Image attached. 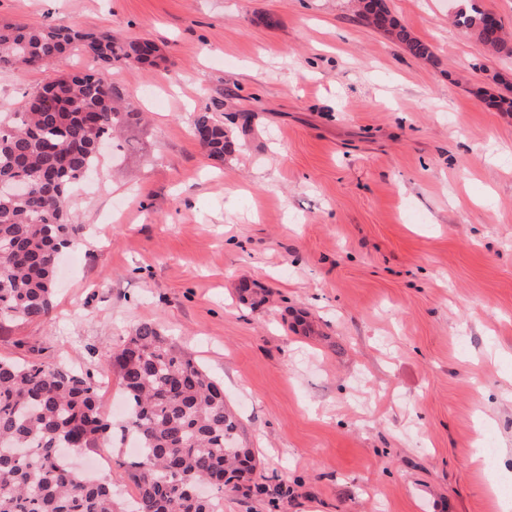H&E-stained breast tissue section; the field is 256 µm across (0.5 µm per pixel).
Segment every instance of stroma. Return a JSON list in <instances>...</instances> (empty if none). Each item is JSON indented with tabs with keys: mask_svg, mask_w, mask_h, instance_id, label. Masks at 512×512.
I'll return each instance as SVG.
<instances>
[{
	"mask_svg": "<svg viewBox=\"0 0 512 512\" xmlns=\"http://www.w3.org/2000/svg\"><path fill=\"white\" fill-rule=\"evenodd\" d=\"M387 3L436 63L350 0H0V23L162 55L108 71L146 120L72 193L51 313L1 323L0 358L108 375L117 427L105 353L157 326L223 381L254 482L288 490L222 512H503L512 489V57L449 22L461 0ZM89 65L0 70V106ZM203 111L251 116L224 160ZM193 131L208 155L224 160V154L231 153L232 141L224 122L216 120L209 112H199L193 121Z\"/></svg>",
	"mask_w": 512,
	"mask_h": 512,
	"instance_id": "stroma-1",
	"label": "stroma"
}]
</instances>
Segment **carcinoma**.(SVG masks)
<instances>
[{
    "mask_svg": "<svg viewBox=\"0 0 512 512\" xmlns=\"http://www.w3.org/2000/svg\"><path fill=\"white\" fill-rule=\"evenodd\" d=\"M355 17L402 45L415 59L433 47L392 15L386 0H358ZM454 22L491 54L512 56V41L488 12L460 8ZM73 50L91 61L28 95L0 115V183L23 179L27 197L0 187V322L48 317L56 261L76 231L68 200L97 166V143L121 147L137 116L104 73L116 63L151 66L156 46L75 26L0 24V69L46 66ZM193 131L214 159L232 151L231 132L208 112ZM126 394L122 432L138 440L128 476L137 490L131 512H221L224 486L253 492L254 458L236 444L237 423L224 388L151 323H142L107 352ZM112 444L88 373L42 361L0 359V512H119L112 484L90 481L64 464L65 450Z\"/></svg>",
    "mask_w": 512,
    "mask_h": 512,
    "instance_id": "obj_1",
    "label": "carcinoma"
}]
</instances>
